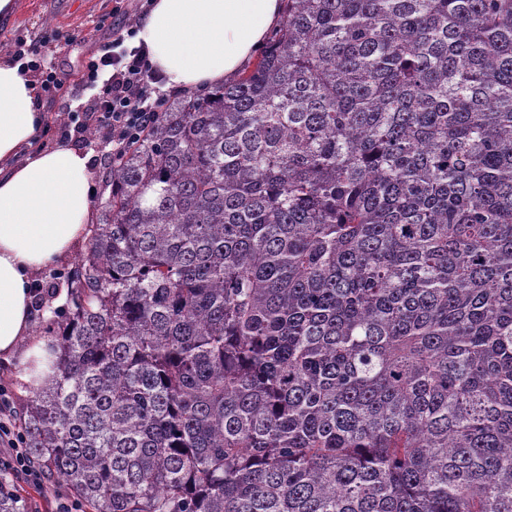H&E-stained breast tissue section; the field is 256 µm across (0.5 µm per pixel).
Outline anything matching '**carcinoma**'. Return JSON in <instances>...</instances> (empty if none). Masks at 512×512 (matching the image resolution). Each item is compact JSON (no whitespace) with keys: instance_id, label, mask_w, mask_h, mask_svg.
<instances>
[{"instance_id":"1","label":"carcinoma","mask_w":512,"mask_h":512,"mask_svg":"<svg viewBox=\"0 0 512 512\" xmlns=\"http://www.w3.org/2000/svg\"><path fill=\"white\" fill-rule=\"evenodd\" d=\"M100 182L16 414L82 512H512V0H284Z\"/></svg>"}]
</instances>
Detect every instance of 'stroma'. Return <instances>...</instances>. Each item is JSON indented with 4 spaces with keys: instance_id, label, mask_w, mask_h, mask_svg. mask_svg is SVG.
Masks as SVG:
<instances>
[{
    "instance_id": "1",
    "label": "stroma",
    "mask_w": 512,
    "mask_h": 512,
    "mask_svg": "<svg viewBox=\"0 0 512 512\" xmlns=\"http://www.w3.org/2000/svg\"><path fill=\"white\" fill-rule=\"evenodd\" d=\"M151 0H17L13 14L0 18V55L26 64L32 79L39 66L54 68L61 88L41 94L45 121L43 143L73 142L91 151L95 171H102L111 150L103 135L84 133L92 93L81 75L103 45L147 14Z\"/></svg>"
}]
</instances>
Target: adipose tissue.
<instances>
[{
    "label": "adipose tissue",
    "mask_w": 512,
    "mask_h": 512,
    "mask_svg": "<svg viewBox=\"0 0 512 512\" xmlns=\"http://www.w3.org/2000/svg\"><path fill=\"white\" fill-rule=\"evenodd\" d=\"M281 0H153L137 28L153 70L173 91L232 77L280 22ZM44 115L19 64L0 57V357L47 370V338L33 335L34 276L68 255L94 209L91 155L36 141Z\"/></svg>",
    "instance_id": "ef3b65f1"
}]
</instances>
